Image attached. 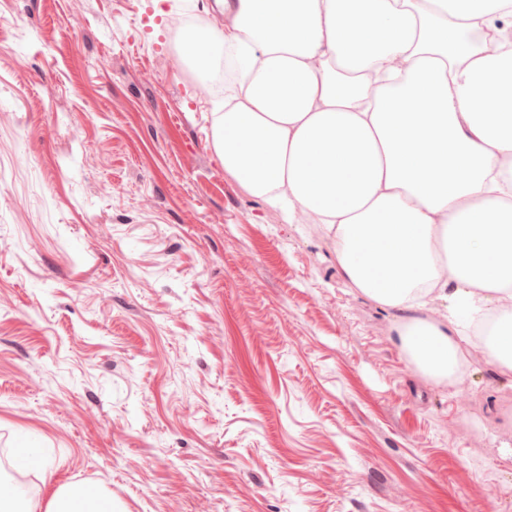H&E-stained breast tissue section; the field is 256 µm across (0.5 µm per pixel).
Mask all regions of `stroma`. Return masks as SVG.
Masks as SVG:
<instances>
[{
	"mask_svg": "<svg viewBox=\"0 0 512 512\" xmlns=\"http://www.w3.org/2000/svg\"><path fill=\"white\" fill-rule=\"evenodd\" d=\"M0 0V448L115 512H512V375L452 384L225 172L215 0ZM497 489L483 496L485 486Z\"/></svg>",
	"mask_w": 512,
	"mask_h": 512,
	"instance_id": "35a3bbf8",
	"label": "stroma"
}]
</instances>
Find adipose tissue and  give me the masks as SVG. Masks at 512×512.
<instances>
[{
	"label": "adipose tissue",
	"mask_w": 512,
	"mask_h": 512,
	"mask_svg": "<svg viewBox=\"0 0 512 512\" xmlns=\"http://www.w3.org/2000/svg\"><path fill=\"white\" fill-rule=\"evenodd\" d=\"M512 0H226L184 59L224 85L213 147L253 196L322 225L345 279L406 313L402 351L452 380L512 375ZM481 224H472L474 214ZM445 301V309L434 306ZM0 512H112L91 486Z\"/></svg>",
	"instance_id": "adipose-tissue-1"
}]
</instances>
